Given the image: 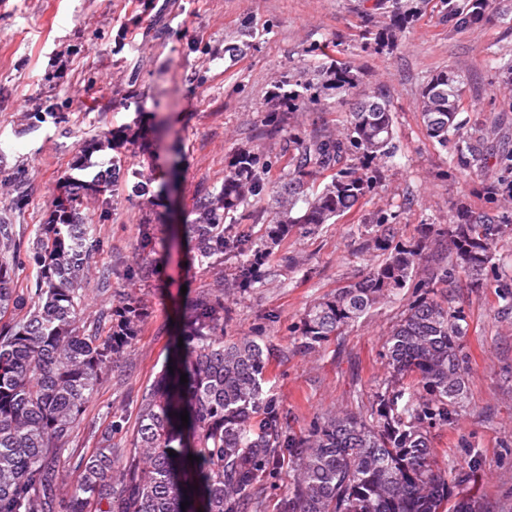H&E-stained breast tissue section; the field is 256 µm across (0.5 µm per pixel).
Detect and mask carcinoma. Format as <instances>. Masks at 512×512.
Here are the masks:
<instances>
[{
  "instance_id": "cac0c4a2",
  "label": "carcinoma",
  "mask_w": 512,
  "mask_h": 512,
  "mask_svg": "<svg viewBox=\"0 0 512 512\" xmlns=\"http://www.w3.org/2000/svg\"><path fill=\"white\" fill-rule=\"evenodd\" d=\"M392 3L390 23L375 33L381 44H395L426 0ZM441 3L453 27L466 31L481 25L493 0ZM277 90L282 112H269L265 120L288 121L290 156L273 195V241L297 224H328L351 210L374 190L376 163L398 151L389 101L359 90L349 67L332 63L301 91L282 84ZM353 95L344 128L295 130L311 106ZM465 95L456 70L432 74L419 100L426 134L450 150L448 164L463 178L496 168L501 179L488 188L487 200L506 209L512 205V151L489 153L496 123L457 120ZM355 156L359 162L349 163ZM262 157L239 150L225 168L224 185L199 196L190 234L200 259L222 260L236 248L224 223L249 198L268 191ZM120 171L121 158L114 157L111 169L89 181L60 177L28 257L37 267L35 281L21 293L8 286L25 268L20 245L10 226L0 224V315L14 313L0 327V512H261V480L285 463L295 478L279 512H485L481 499L453 494L429 434L458 414L468 372L460 344L467 314L439 289L500 281L497 248L512 236V218H490L463 202L453 221L437 229L425 225L413 242L395 243L385 234L369 239L367 248L382 252V261L363 279L316 301L301 321L299 348L314 353L415 282L413 299L386 339L390 387L375 396L370 414L328 410L306 436L288 431L283 410L263 390L271 344L263 336L224 339V288H209L193 301L174 370L158 375L137 402L130 447H112L119 424L111 422L97 447L77 453L73 444L85 408L132 345L144 315L140 301L127 296L98 316H84L95 234L89 212L98 207L100 217L107 216V195ZM300 202L304 208L296 213ZM415 385L419 397L403 401ZM190 454L197 460L189 461ZM71 468L78 480L64 493Z\"/></svg>"
}]
</instances>
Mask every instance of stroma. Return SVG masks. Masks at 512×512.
<instances>
[{"label": "stroma", "mask_w": 512, "mask_h": 512, "mask_svg": "<svg viewBox=\"0 0 512 512\" xmlns=\"http://www.w3.org/2000/svg\"><path fill=\"white\" fill-rule=\"evenodd\" d=\"M375 0H0V224H9L29 249L50 208L60 176L82 145L87 175L106 169L113 155L109 131H137L146 151L131 149L126 166L152 172L148 200L117 185L109 213L96 224L87 314L124 295L144 309L130 357L116 361L84 416L79 445L111 418L123 428L112 445L126 447L137 399L168 365L197 292L217 283L224 296V336L263 331L274 351L266 391L281 403L294 433L306 432L329 409L367 411L386 389V334L411 289L372 307L319 352L298 346L295 333L318 298L364 277L378 252L365 246L377 234L378 210L394 215L396 240L418 238L421 225L447 223L464 201L486 208L480 181H464L444 150L426 134L417 110L430 74L458 70L467 84V123L502 117L492 152L512 150V85L497 82L487 51L512 58V11L490 10L482 26L454 32L440 0H428L395 46L367 43L365 14ZM328 48L348 65L360 88L381 92L394 115L398 154L381 164L374 192L335 223L299 224L275 242L265 233L268 197L237 212L248 236L244 252L218 262L200 260L182 230L196 218L199 195L221 186L229 159L245 147L277 151L266 113L277 111L281 81H309L307 51ZM151 217L155 247L136 250ZM258 264V281L238 289L243 267ZM147 265L140 280L127 269ZM495 284L456 289L469 321L462 340L468 356L463 407L448 427L432 431L442 468L463 475L460 492L481 498L487 512H512V313L503 314Z\"/></svg>", "instance_id": "35a3bbf8"}]
</instances>
